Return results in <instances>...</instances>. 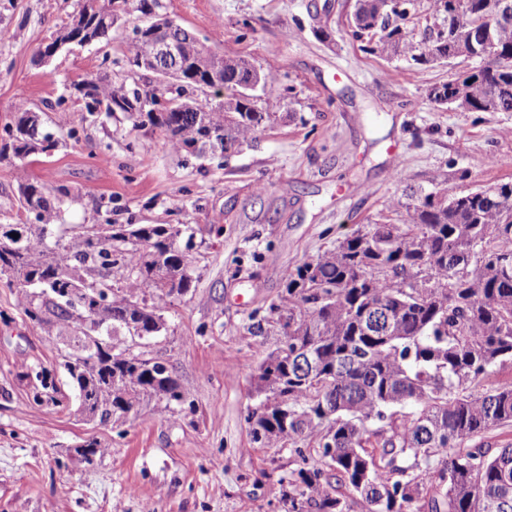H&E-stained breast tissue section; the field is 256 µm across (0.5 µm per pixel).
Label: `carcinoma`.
<instances>
[{
  "mask_svg": "<svg viewBox=\"0 0 512 512\" xmlns=\"http://www.w3.org/2000/svg\"><path fill=\"white\" fill-rule=\"evenodd\" d=\"M436 23L410 34L419 0H356L349 19L361 50L419 68L463 57L478 66L435 86L465 112H512V0H427ZM160 0H100L81 9L55 39L109 38L115 17L147 18ZM177 60L154 54L133 34L123 60L139 70L179 74L184 108L161 106L166 86L114 84L106 75L73 85L84 101L77 123L124 114L163 134L173 154L227 160L271 124L264 99L279 76L245 57L197 47L177 25ZM224 65V101L199 99L200 81ZM44 111L25 109L3 127L0 157L48 158L59 139ZM33 224L0 225V276L17 289L24 316L70 336L59 366L104 423L125 418L142 395L181 405L186 396L167 364L115 338L152 339L163 312L196 287L190 243L172 224H92L74 242L49 245L70 196L64 185L19 186ZM400 224H365L335 248L289 268L271 306L283 340L254 371L261 408L248 413L255 441L291 448L302 461L281 499L285 512H512V447L494 448L491 430L512 424V381L484 384L512 367V180L448 194L396 199ZM56 393L54 371L25 373ZM322 466L308 465L303 445Z\"/></svg>",
  "mask_w": 512,
  "mask_h": 512,
  "instance_id": "obj_1",
  "label": "carcinoma"
}]
</instances>
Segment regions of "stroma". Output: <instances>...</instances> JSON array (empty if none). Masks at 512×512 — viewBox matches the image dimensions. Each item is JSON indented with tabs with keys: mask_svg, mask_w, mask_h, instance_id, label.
<instances>
[{
	"mask_svg": "<svg viewBox=\"0 0 512 512\" xmlns=\"http://www.w3.org/2000/svg\"><path fill=\"white\" fill-rule=\"evenodd\" d=\"M80 4L0 0V127L51 102L46 129L60 139L52 157L0 159V224L33 223L18 192L29 179L71 190L55 238L65 224L188 226L197 287L167 309V333L140 349L168 364L188 402L145 396L124 424L103 425L78 412L60 372L58 403H35L24 371L54 364L57 339L0 279V512H283L280 482L299 459L254 443L247 415L253 370L282 341L265 319L285 269L362 225L399 223L389 204L406 194L511 179L512 112L432 102L430 89L466 63L415 71L363 53L348 34L354 0H161L201 44L276 71L283 86L263 103L279 120L255 147L201 162L123 117L74 128L84 103L73 84L97 73L121 82L135 24L126 17L108 40L39 65L41 45ZM92 441L106 453L89 462L80 449Z\"/></svg>",
	"mask_w": 512,
	"mask_h": 512,
	"instance_id": "obj_1",
	"label": "stroma"
}]
</instances>
